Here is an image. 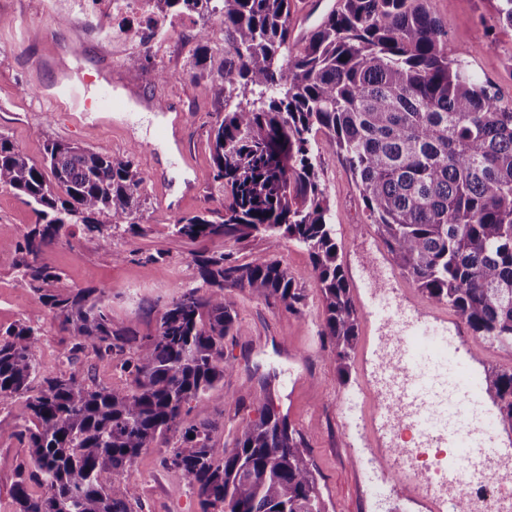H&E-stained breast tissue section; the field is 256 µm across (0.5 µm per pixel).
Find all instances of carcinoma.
Segmentation results:
<instances>
[{
  "mask_svg": "<svg viewBox=\"0 0 512 512\" xmlns=\"http://www.w3.org/2000/svg\"><path fill=\"white\" fill-rule=\"evenodd\" d=\"M494 25L512 30V0H497ZM224 25V102L209 130L222 210L182 216L173 234L196 244L201 283L164 302L154 332L112 324L102 289L58 290L44 252L71 228L100 242L141 232L144 178L128 158L50 141L40 163L0 133V188L22 197L37 222L0 240L21 282L38 294L75 357L91 346L126 376L102 386L85 370L40 372L42 328H0V397L15 404L0 439L27 454L16 468L14 512H133L136 484L121 481L145 448L166 447V466L190 481L201 512H323L306 441L265 403L218 444L216 420L185 425L193 409L224 398L234 364L224 340L237 313L226 292H247L300 314L298 287L276 253L288 241L310 258L321 295V336L341 380L350 375L360 318L338 263L335 224L319 175L318 142L340 155L380 243L431 301L451 306L473 335L512 348V103L459 58L425 0H340L295 40L296 0H153ZM260 237L268 252L241 263L215 239ZM487 395L512 423V371L486 378ZM42 488L30 491V483Z\"/></svg>",
  "mask_w": 512,
  "mask_h": 512,
  "instance_id": "carcinoma-1",
  "label": "carcinoma"
}]
</instances>
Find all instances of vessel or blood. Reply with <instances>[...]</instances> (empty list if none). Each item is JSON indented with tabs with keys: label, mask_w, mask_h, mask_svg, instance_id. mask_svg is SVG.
Returning <instances> with one entry per match:
<instances>
[{
	"label": "vessel or blood",
	"mask_w": 512,
	"mask_h": 512,
	"mask_svg": "<svg viewBox=\"0 0 512 512\" xmlns=\"http://www.w3.org/2000/svg\"><path fill=\"white\" fill-rule=\"evenodd\" d=\"M57 67L59 78L52 87L51 97L63 105L70 122L97 129L109 123L111 114L127 110V103L112 92L109 73H82L63 56L58 57ZM162 118L163 135L169 142L179 143L183 113L170 107L163 111ZM371 313L383 322L404 326L408 336L406 344L391 347L379 365L377 416L389 419L396 413L408 414L426 427L432 422L430 407L439 391L451 388L465 392L472 404L480 403L485 397L483 380L466 365L455 364L450 347H439L438 330L433 322H409L382 296L373 301ZM448 445L459 448L461 455L475 457L484 446L483 435L480 430L460 424L453 429Z\"/></svg>",
	"instance_id": "vessel-or-blood-1"
}]
</instances>
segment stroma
Listing matches in <instances>:
<instances>
[{
    "instance_id": "35a3bbf8",
    "label": "stroma",
    "mask_w": 512,
    "mask_h": 512,
    "mask_svg": "<svg viewBox=\"0 0 512 512\" xmlns=\"http://www.w3.org/2000/svg\"><path fill=\"white\" fill-rule=\"evenodd\" d=\"M496 0H430L429 8L448 31L459 57L486 80L505 103L512 102V30L484 29ZM130 34L120 48L98 41L86 28L62 21L48 0H22L18 10L0 8V133L33 160H41L46 139L77 143L118 158L131 157L144 179L146 199L142 235L113 237L114 249L125 252L117 263L103 262L97 239L76 236L47 251L43 259L63 273L65 288H101L112 299L115 325L145 334L155 327L161 304L182 286H195L197 272L191 263L193 243L172 235L178 218L220 209L223 196L213 180L208 130L223 101L214 94L224 81V27L191 23L179 31L164 56L145 54L135 34V21L127 20ZM206 30L207 68L196 75L190 53L199 30ZM65 55L84 72L111 71L138 100L134 111L123 114L124 128L110 125L76 130L61 121L50 94L57 73L53 62ZM144 56L137 75L125 61ZM168 73L159 80L157 71ZM167 102L186 114L181 147L156 136V113L149 101ZM321 178L336 226L339 259L350 277L360 316V335L348 380H340L326 359L328 342L320 336L323 302L312 287L311 265L305 249L291 243L281 246L278 258L289 274L307 290L303 314L294 315L246 293L233 292L238 312L235 340L224 353L234 370L224 378V399L207 410H193L192 420L218 419V442L230 443L235 430L257 416L263 398L258 380L273 372L271 389L276 409L306 438L325 512H427L424 496L431 475L415 468L403 472L393 450L398 436L373 414L370 383L377 374L383 338L391 332L371 316L372 299L385 291L391 303L420 306L436 319L453 344L459 359L480 377L512 370V348H501L475 338L457 335L456 315L445 304L428 300L402 274L387 276L390 254L382 247L374 226L368 223L352 177L338 154L320 149ZM164 173L175 190L186 179L199 180L177 210H169L155 173ZM36 220L31 208L13 192L0 189V239L20 237ZM164 253L162 262L151 257ZM17 322L41 326V371L56 375L72 366L91 367L95 380L105 386L124 384L126 377L113 367L99 365L92 350L69 360L72 339L61 332L49 310L21 283L10 252L0 251V327ZM164 449L147 448L123 477L138 487L136 512H201L188 478L167 467Z\"/></svg>"
}]
</instances>
